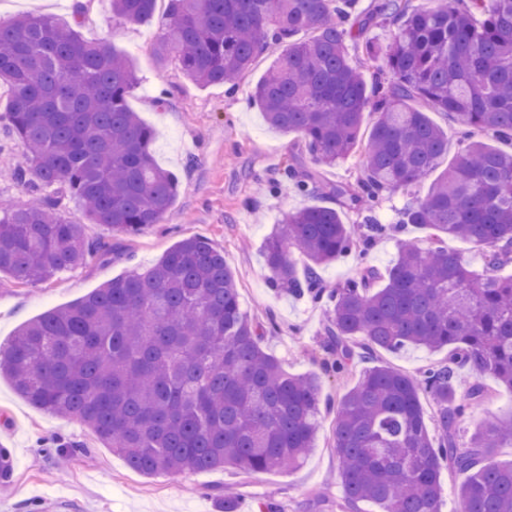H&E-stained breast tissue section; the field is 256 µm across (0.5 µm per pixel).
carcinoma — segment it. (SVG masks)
Wrapping results in <instances>:
<instances>
[{"label": "carcinoma", "instance_id": "carcinoma-1", "mask_svg": "<svg viewBox=\"0 0 512 512\" xmlns=\"http://www.w3.org/2000/svg\"><path fill=\"white\" fill-rule=\"evenodd\" d=\"M355 2L167 0L154 51L198 87L233 90L269 44L284 46L251 93L266 122L299 134L316 163L361 160L355 182L328 185L336 206L287 214L264 250L274 287L327 304L324 370L346 374L357 356L369 363L336 410L347 505L441 512L450 468L462 478V512H512V464L491 461L493 449L512 446V419L459 439L489 396L483 377L512 392V275L501 276L512 265V152L484 140L512 145V0H379L368 12ZM156 10L157 0H112L121 23H150ZM382 25L385 42L367 36ZM0 84L25 157L11 178L31 194L22 208L0 203V274L44 283L112 252V239L90 238L64 217L66 198L110 232L165 220L179 182L155 162L153 130L128 106L138 78L126 54L28 14L0 21ZM430 111L460 129L445 167L448 132ZM430 176L427 193L414 195ZM286 181L302 195L322 193L317 174L292 166L269 190ZM397 192L409 200L395 223H380L376 209ZM350 209L359 223L343 220ZM411 228L427 232L426 244L404 238ZM389 234L399 244L388 270L363 262L354 278L325 287L320 267L363 259ZM447 239L481 249L483 272ZM260 342L224 253L188 237L153 265L23 325L0 347V374L35 407L82 422L142 475L292 469L320 427L319 380L286 373ZM406 347L446 348L448 360L418 377L376 363L380 351ZM424 396L437 406L434 434ZM12 477L11 452L0 448V482Z\"/></svg>", "mask_w": 512, "mask_h": 512}]
</instances>
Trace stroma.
<instances>
[{"label":"stroma","mask_w":512,"mask_h":512,"mask_svg":"<svg viewBox=\"0 0 512 512\" xmlns=\"http://www.w3.org/2000/svg\"><path fill=\"white\" fill-rule=\"evenodd\" d=\"M111 2L0 0V19L30 13L68 19L75 5H83L79 34L111 39L113 47L132 60L139 85L128 105L153 129L154 158L178 177V195L164 223L136 236L114 234L122 249L110 258L88 260L43 284H18L0 275V345H6L22 324L85 298L110 279L151 265L178 241L197 235L223 252L250 320L263 324L272 317L278 323L277 333L263 335L262 349L280 360L288 373L318 374L321 396L332 407L324 411L313 447L297 468L249 475L221 468L144 476L81 423L40 411L1 378L0 443L11 451L14 473L10 483H0V512H27L30 502L38 503L39 512H221L215 493L227 485L237 489L238 512H258L262 502L275 504L279 512H337L345 492L333 447L334 405L359 375L324 373V307L272 290L264 257L265 240L286 213L312 203L329 206L333 200L303 196L288 185L272 195L262 177L292 166L301 173L321 170L334 184L352 183L360 161L353 157L333 168H317L300 153L296 134L270 128L250 104L252 88L279 56L280 47H270L256 58L235 94H226L220 85L200 88L174 62L155 57L153 46L160 35L156 24L117 22ZM164 90L168 104L161 109L154 100ZM21 160L0 122V202L17 208L30 200L28 188L9 176ZM58 436L82 444L65 477L49 447Z\"/></svg>","instance_id":"stroma-1"}]
</instances>
